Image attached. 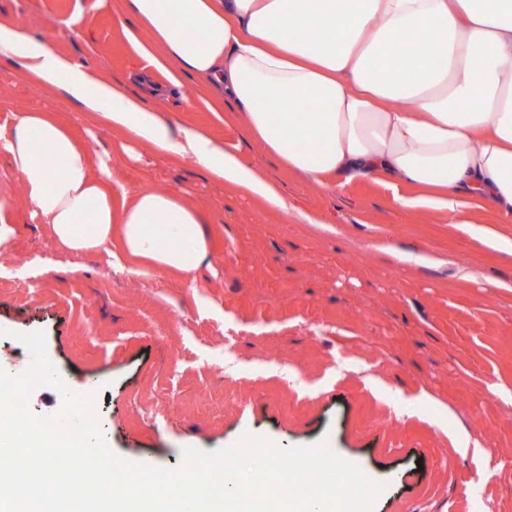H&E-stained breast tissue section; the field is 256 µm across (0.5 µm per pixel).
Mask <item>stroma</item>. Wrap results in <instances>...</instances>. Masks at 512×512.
I'll return each instance as SVG.
<instances>
[{
    "instance_id": "35a3bbf8",
    "label": "stroma",
    "mask_w": 512,
    "mask_h": 512,
    "mask_svg": "<svg viewBox=\"0 0 512 512\" xmlns=\"http://www.w3.org/2000/svg\"><path fill=\"white\" fill-rule=\"evenodd\" d=\"M69 29H61V21ZM0 26L139 95L149 73L159 112L204 127L275 183L288 213L266 209L203 167L119 135L62 87L0 58V126L48 112L95 151L114 185L184 194L211 246L195 279L120 268L104 251L73 253L32 213L0 148V369L17 375L42 333L75 393L92 395L111 450L168 471L181 451L210 452L243 433L330 449L388 485L373 512H512V217L468 203L458 217L402 208L379 178L324 187L288 172L231 109L192 76L171 86L130 42L120 0H0Z\"/></svg>"
}]
</instances>
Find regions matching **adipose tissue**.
Instances as JSON below:
<instances>
[{"mask_svg": "<svg viewBox=\"0 0 512 512\" xmlns=\"http://www.w3.org/2000/svg\"><path fill=\"white\" fill-rule=\"evenodd\" d=\"M149 34L154 68L222 88L249 135L289 170L336 185L385 177L420 188L400 197L455 213L477 199L512 216V0H121ZM202 33L192 44L187 31ZM430 40L411 71L390 58L410 35ZM0 57L64 84L133 142L192 160L280 212L262 175L200 130L173 128L144 98L92 77L24 30L0 28ZM313 95L309 107L298 95ZM310 137L298 139L297 129ZM0 148L37 217L64 249L119 246L161 272L194 274L209 243L188 196L112 193V171L45 112L17 117ZM63 158V170L54 161Z\"/></svg>", "mask_w": 512, "mask_h": 512, "instance_id": "adipose-tissue-1", "label": "adipose tissue"}]
</instances>
